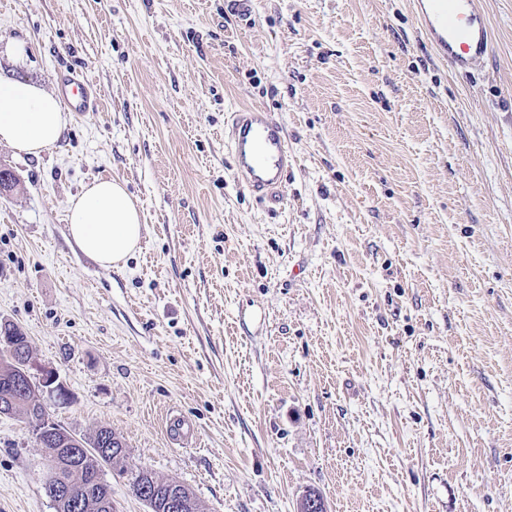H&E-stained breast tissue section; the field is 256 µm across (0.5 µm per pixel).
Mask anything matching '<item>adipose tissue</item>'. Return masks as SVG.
<instances>
[{"mask_svg":"<svg viewBox=\"0 0 512 512\" xmlns=\"http://www.w3.org/2000/svg\"><path fill=\"white\" fill-rule=\"evenodd\" d=\"M67 123V114L52 93L31 81L0 76V143L36 156L58 141ZM142 232L139 211L118 181H95L71 202L70 236L103 267L131 255Z\"/></svg>","mask_w":512,"mask_h":512,"instance_id":"ef3b65f1","label":"adipose tissue"}]
</instances>
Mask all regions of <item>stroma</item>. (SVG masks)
Returning <instances> with one entry per match:
<instances>
[{"label": "stroma", "mask_w": 512, "mask_h": 512, "mask_svg": "<svg viewBox=\"0 0 512 512\" xmlns=\"http://www.w3.org/2000/svg\"><path fill=\"white\" fill-rule=\"evenodd\" d=\"M461 77L409 0H9L0 74L101 108L40 155L0 144V319L68 392L53 420L111 428L134 472L204 512H512V0ZM25 41L28 57L10 53ZM263 106L296 164L237 183L229 110ZM123 181L143 238L119 269L72 241L71 199ZM192 421L182 444L169 414ZM42 448L0 416V512H55ZM61 98L73 112L95 110L96 103L88 93V83L81 74H63L59 86Z\"/></svg>", "instance_id": "obj_1"}]
</instances>
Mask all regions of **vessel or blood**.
<instances>
[{
  "label": "vessel or blood",
  "mask_w": 512,
  "mask_h": 512,
  "mask_svg": "<svg viewBox=\"0 0 512 512\" xmlns=\"http://www.w3.org/2000/svg\"><path fill=\"white\" fill-rule=\"evenodd\" d=\"M412 11L436 56L450 69L468 72L491 52L492 33L481 0H412ZM59 90L73 112L96 107L80 74L62 75ZM228 146L247 190L263 200L278 197L295 162L283 124L256 107L236 109Z\"/></svg>",
  "instance_id": "b4317fda"
}]
</instances>
